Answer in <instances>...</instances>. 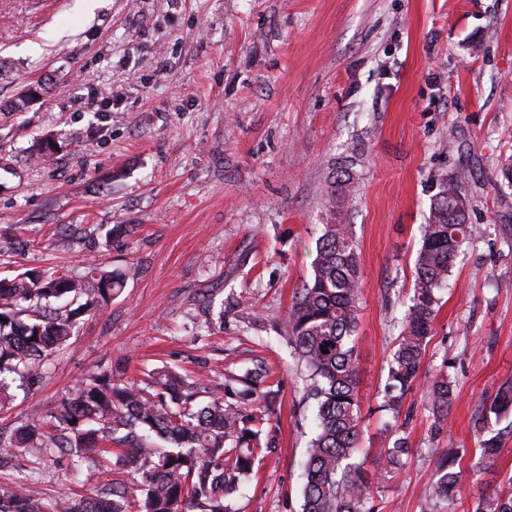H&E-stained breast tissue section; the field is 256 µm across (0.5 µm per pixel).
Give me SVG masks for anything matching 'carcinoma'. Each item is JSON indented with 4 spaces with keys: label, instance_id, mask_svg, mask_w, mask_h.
Masks as SVG:
<instances>
[{
    "label": "carcinoma",
    "instance_id": "obj_1",
    "mask_svg": "<svg viewBox=\"0 0 512 512\" xmlns=\"http://www.w3.org/2000/svg\"><path fill=\"white\" fill-rule=\"evenodd\" d=\"M466 173L443 181L424 225L415 261L410 304L400 321L388 370L383 410L398 419L420 378L439 310V291L476 227L468 222L461 184ZM119 272L93 263L80 277L51 268L0 279V410L9 404V381L33 391L51 356L69 341L78 321L112 299ZM362 288L359 247L352 225L328 224L317 244L312 278L298 289L285 318L286 339L306 370V395L315 402L306 448L301 512H375L371 478L354 462L361 434L355 332ZM268 371L259 366L228 384L184 376L170 367L153 371L145 385L101 367L81 380L55 411L38 407L10 433L0 432V456L19 458L32 448L69 456L71 472L95 464L140 478L141 497L120 482L91 498L36 497L20 487L0 493V512H231V499L256 462L272 452L261 409ZM437 428L448 422L453 384L441 369L424 382ZM489 411L512 415V382L503 383ZM378 454L376 479L398 474L411 456L404 426ZM462 455L442 454L432 495L456 500ZM474 512H512L509 487L480 497Z\"/></svg>",
    "mask_w": 512,
    "mask_h": 512
}]
</instances>
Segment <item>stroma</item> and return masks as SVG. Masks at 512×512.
Returning a JSON list of instances; mask_svg holds the SVG:
<instances>
[{
  "label": "stroma",
  "instance_id": "1",
  "mask_svg": "<svg viewBox=\"0 0 512 512\" xmlns=\"http://www.w3.org/2000/svg\"><path fill=\"white\" fill-rule=\"evenodd\" d=\"M46 135L57 151L38 165ZM508 163L512 0H0V276L90 261L125 275L0 419L55 410L104 364L128 382L163 365L221 382L260 364L276 446L232 507L300 512L311 411L283 321L323 226L340 217L359 245L355 459L372 472L422 226L442 178L468 169L482 233L440 292L422 366L454 382L450 424L434 432L424 388L409 394L413 453L375 498L378 512H472L512 476V420L488 412L512 381ZM344 173L349 193L332 198ZM496 434L500 455L481 459ZM446 448L464 452L452 509L432 499ZM105 480L75 484L56 455L0 466V487L44 497H92Z\"/></svg>",
  "mask_w": 512,
  "mask_h": 512
}]
</instances>
